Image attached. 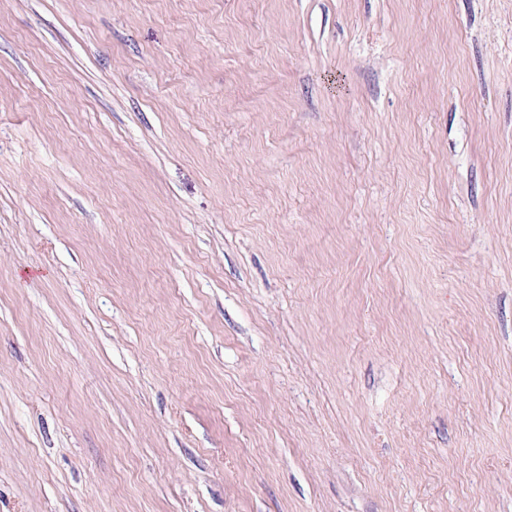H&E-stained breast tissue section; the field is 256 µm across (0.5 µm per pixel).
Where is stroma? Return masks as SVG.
I'll return each instance as SVG.
<instances>
[{
  "mask_svg": "<svg viewBox=\"0 0 512 512\" xmlns=\"http://www.w3.org/2000/svg\"><path fill=\"white\" fill-rule=\"evenodd\" d=\"M0 512H512V0H0Z\"/></svg>",
  "mask_w": 512,
  "mask_h": 512,
  "instance_id": "obj_1",
  "label": "stroma"
}]
</instances>
